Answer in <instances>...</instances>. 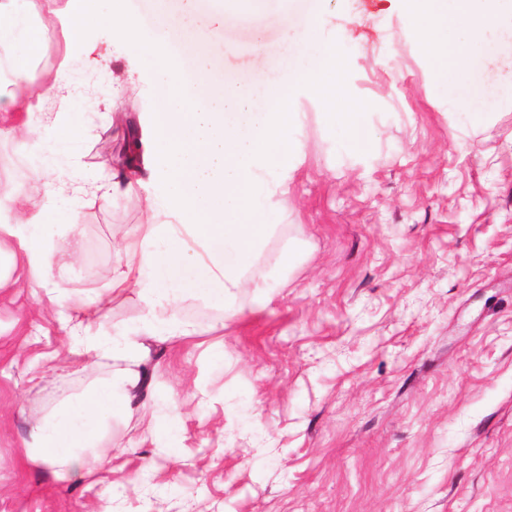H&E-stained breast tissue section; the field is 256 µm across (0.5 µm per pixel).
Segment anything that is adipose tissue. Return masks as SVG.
Wrapping results in <instances>:
<instances>
[{
  "label": "adipose tissue",
  "instance_id": "obj_1",
  "mask_svg": "<svg viewBox=\"0 0 512 512\" xmlns=\"http://www.w3.org/2000/svg\"><path fill=\"white\" fill-rule=\"evenodd\" d=\"M28 0H0V47L24 44L37 51L41 34L28 21ZM420 23L419 35L438 60V75L455 82L472 65L488 40L500 34L504 12L512 0H405ZM110 26L119 28L134 52L161 53L158 28L142 29L137 20L113 9ZM300 62L278 83L260 88L210 79L202 44L182 43L181 64L195 67L196 86L185 85L179 72L157 71L159 99L155 114L156 149L164 160L162 176L169 208L186 216L183 224H143L125 242L123 269L113 272L110 292L135 289L141 304L142 329L155 336L181 339L201 335V327L183 318L179 299L189 295L236 314L247 290L268 289L264 280L245 277L271 227L250 220L260 203L257 188L263 172L287 168L296 153L288 138L286 107L297 85L314 87L334 124L361 133L357 110L340 95V61L333 47L322 44L316 28L298 41ZM21 241L30 268L51 276L63 243L79 250V215L69 212L62 224H25ZM104 299L78 306V321L68 352L76 357L109 359L111 375L67 407L37 422L27 445L31 461L63 478L76 471L94 473L112 461L109 426L117 409H128V392L138 379L132 366L141 361L144 345L137 334L102 336L96 331Z\"/></svg>",
  "mask_w": 512,
  "mask_h": 512
}]
</instances>
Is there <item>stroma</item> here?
I'll use <instances>...</instances> for the list:
<instances>
[{"instance_id":"1","label":"stroma","mask_w":512,"mask_h":512,"mask_svg":"<svg viewBox=\"0 0 512 512\" xmlns=\"http://www.w3.org/2000/svg\"><path fill=\"white\" fill-rule=\"evenodd\" d=\"M112 2L93 0L99 19L75 46L49 18L66 0H32V82L60 93L0 112V512H512V95L483 93L512 83V37L448 87L401 0H255L251 15L201 0L198 21L169 0L170 36L207 41L214 76L248 85L284 78L317 17L363 142L296 87L300 151L267 176L254 217L275 230L249 273L272 290L234 317L187 296L180 312L203 335L145 338L147 395L113 420L105 470L60 480L28 459L36 421L112 371L59 359L71 325L17 234L16 201L43 195L31 170L83 186L27 213L79 212L82 250L57 257L73 302L105 293L166 193L155 66L110 29ZM132 120L145 185L102 197ZM59 126L66 141L44 138Z\"/></svg>"}]
</instances>
